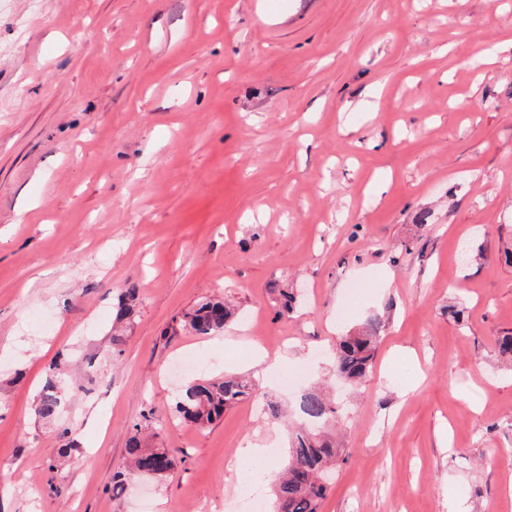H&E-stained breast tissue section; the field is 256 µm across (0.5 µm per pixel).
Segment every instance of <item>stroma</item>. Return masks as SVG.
Returning a JSON list of instances; mask_svg holds the SVG:
<instances>
[{
  "label": "stroma",
  "instance_id": "obj_1",
  "mask_svg": "<svg viewBox=\"0 0 512 512\" xmlns=\"http://www.w3.org/2000/svg\"><path fill=\"white\" fill-rule=\"evenodd\" d=\"M510 251L512 0H0V512H238L272 482L238 448L284 459L317 383L320 512H512ZM204 298L239 311L210 338ZM373 318L351 395L330 354ZM188 354L257 398L183 422ZM147 422L176 466L114 490ZM137 299L136 289H129L121 298V306L116 315L115 324L112 326V353L121 354L128 336L126 335L127 320L131 317L132 303ZM236 312L224 300H205L199 302L184 314V326L195 335L212 337L224 330V326L233 320ZM62 389L54 379H50L37 396L34 412L43 420L53 419L59 410Z\"/></svg>",
  "mask_w": 512,
  "mask_h": 512
}]
</instances>
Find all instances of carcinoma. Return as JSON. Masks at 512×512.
I'll use <instances>...</instances> for the list:
<instances>
[{"instance_id": "1", "label": "carcinoma", "mask_w": 512, "mask_h": 512, "mask_svg": "<svg viewBox=\"0 0 512 512\" xmlns=\"http://www.w3.org/2000/svg\"><path fill=\"white\" fill-rule=\"evenodd\" d=\"M137 299L136 289H129L121 298V306L112 327V352L120 354L127 341L126 323L131 317L132 303ZM236 312L222 300H205L184 314V326L195 335L212 337L233 320ZM380 326L374 320L366 323L362 331L339 338L336 344L334 367L336 373L348 382L359 385L371 370ZM254 393L251 379L243 375L225 376L216 380H194L183 390L175 410L185 420L199 427H206L224 416V411ZM62 389L51 379L37 396L34 412L43 420L53 419L59 410ZM300 412L306 427L299 429L292 438L288 461L275 480V505L273 512H318L319 500L325 496L328 481L340 451L321 432L336 422L337 411L333 402L317 390L302 394ZM127 454L131 471L156 481L167 475L156 468L160 458L167 466L174 463V454L164 446L150 444L142 435L140 426H134L127 439Z\"/></svg>"}]
</instances>
